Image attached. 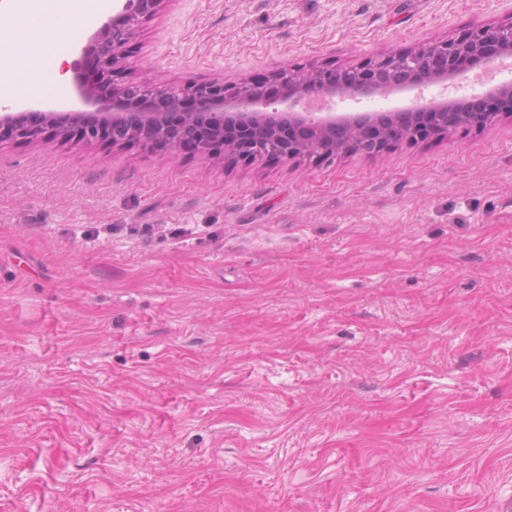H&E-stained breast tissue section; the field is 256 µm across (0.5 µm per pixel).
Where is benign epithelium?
Returning a JSON list of instances; mask_svg holds the SVG:
<instances>
[{
    "instance_id": "1",
    "label": "benign epithelium",
    "mask_w": 512,
    "mask_h": 512,
    "mask_svg": "<svg viewBox=\"0 0 512 512\" xmlns=\"http://www.w3.org/2000/svg\"><path fill=\"white\" fill-rule=\"evenodd\" d=\"M112 22L104 23L88 39L82 54L96 60L97 82L77 72L74 87L78 108L65 112L54 108L39 111L41 122L25 120L26 111L0 113V141L17 138L38 140L46 133L79 140L104 139L112 143L134 140L164 141L172 150L210 153L218 148L235 149V156L253 160L259 156L291 158L301 153L329 155L324 146L335 137L346 139L342 152H365L363 139L374 138L372 152L380 153L400 141L418 142L448 132V116L479 126L502 111L512 112V78L469 97L433 101L438 125L408 127L379 117L377 111L306 112L308 95L340 102L389 96L414 86L454 82L476 68H491L512 56V21L483 26L450 40L428 43L414 50L370 59L354 69L322 68L311 73L284 69L277 74L288 91L271 98L250 84L229 85L222 80L191 82L179 88L176 98L162 92L155 96L139 84L113 85L112 77L125 48L136 36L142 21L153 17L163 0H120ZM192 97L197 109L177 132L157 130L162 114L144 106L153 99L177 106ZM101 114V124L82 122L84 108Z\"/></svg>"
}]
</instances>
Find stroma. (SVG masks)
I'll return each mask as SVG.
<instances>
[{"mask_svg": "<svg viewBox=\"0 0 512 512\" xmlns=\"http://www.w3.org/2000/svg\"><path fill=\"white\" fill-rule=\"evenodd\" d=\"M41 59L71 100L80 47ZM512 0H163V90L349 67ZM0 512H512V112L376 155L0 143Z\"/></svg>", "mask_w": 512, "mask_h": 512, "instance_id": "obj_1", "label": "stroma"}]
</instances>
